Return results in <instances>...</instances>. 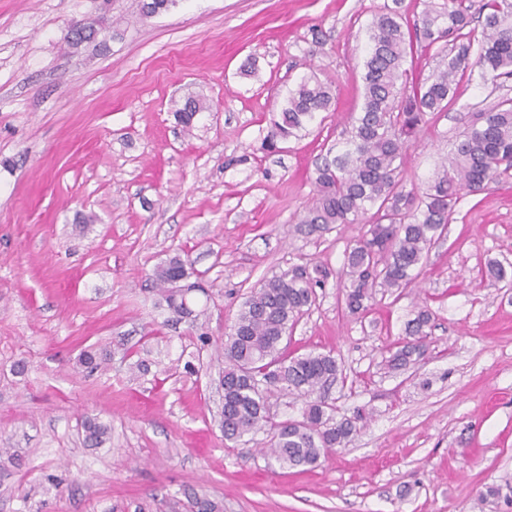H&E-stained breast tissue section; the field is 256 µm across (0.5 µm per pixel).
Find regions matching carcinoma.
<instances>
[{"instance_id":"1","label":"carcinoma","mask_w":512,"mask_h":512,"mask_svg":"<svg viewBox=\"0 0 512 512\" xmlns=\"http://www.w3.org/2000/svg\"><path fill=\"white\" fill-rule=\"evenodd\" d=\"M400 0L376 13L369 26L363 64V96L350 115L349 130L315 164L314 197L299 217L307 237L332 231L340 224H368L369 236L345 251L342 296L353 315L365 313L377 289L406 288L420 276L430 248L455 214L461 192L476 195L497 181L503 164L512 165V98L480 110L450 149L420 195L407 191L399 179L410 142L432 112H445L466 79L491 90L512 78V0H482L473 17L469 0H423L413 24L404 20ZM478 25H473V22ZM93 23L76 21L67 43L77 48L90 42ZM435 51V71L423 82L406 67L415 48ZM331 84L316 77L289 90L267 143L306 130L316 114L331 109ZM202 110L189 98L176 111L178 121L192 125ZM188 277L187 260L176 254L155 271L160 295L176 314L173 284ZM325 274L315 266H296L265 280L241 304L222 345L224 368L218 384L224 402L220 428L224 439L237 442L261 429L269 431L268 452L289 469L313 467L336 448H345L365 426L366 417L336 419L326 392L336 381L339 365L330 353L290 355L282 343L297 320L316 301L315 287ZM432 314L418 307L405 326V337L385 360L390 371L407 369L427 350ZM112 352L87 350L79 365L94 372L111 360ZM305 400L302 419L275 421L270 416L273 394ZM85 441L102 442L107 427L95 418L85 422Z\"/></svg>"}]
</instances>
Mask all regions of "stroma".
Segmentation results:
<instances>
[{
    "mask_svg": "<svg viewBox=\"0 0 512 512\" xmlns=\"http://www.w3.org/2000/svg\"><path fill=\"white\" fill-rule=\"evenodd\" d=\"M390 0H0V512H512V171L462 196L417 284L344 308L346 249L364 224L300 235L317 158L362 103L367 28ZM107 45L72 49V22ZM331 80L334 102L265 146L289 88ZM203 101L191 127L174 113ZM462 82L412 141L400 178L422 193L494 97ZM201 281L196 322L154 281L173 255ZM295 265L328 277L288 353H332L337 416L367 425L319 466L280 468L267 431L225 441L215 351L262 282ZM433 313L419 362L384 361L416 303ZM108 348L83 371L84 350ZM146 369L138 370L134 361ZM95 417L108 433L84 442ZM23 456L14 464L12 451ZM98 29L100 28H97L94 23L76 21L68 29L67 43L74 48H78L84 43H90V36ZM111 38L112 35L107 29L98 30L92 36V40L100 44H106Z\"/></svg>",
    "mask_w": 512,
    "mask_h": 512,
    "instance_id": "1",
    "label": "stroma"
}]
</instances>
